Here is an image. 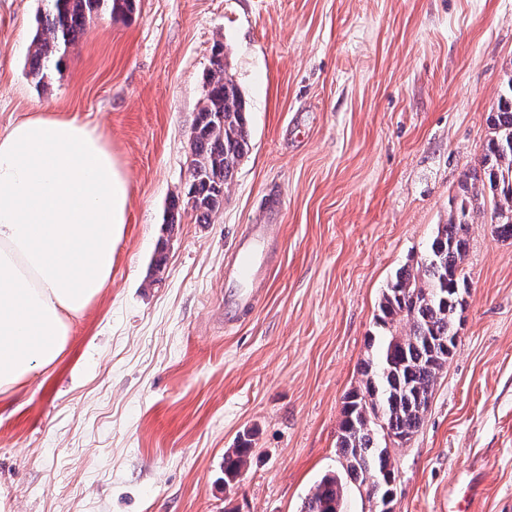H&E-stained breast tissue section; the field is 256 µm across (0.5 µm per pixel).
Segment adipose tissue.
<instances>
[{"label":"adipose tissue","mask_w":512,"mask_h":512,"mask_svg":"<svg viewBox=\"0 0 512 512\" xmlns=\"http://www.w3.org/2000/svg\"><path fill=\"white\" fill-rule=\"evenodd\" d=\"M129 193L97 128L38 112L0 131V395L56 364L107 285Z\"/></svg>","instance_id":"ef3b65f1"}]
</instances>
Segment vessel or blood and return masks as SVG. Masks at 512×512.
Returning <instances> with one entry per match:
<instances>
[{"label":"vessel or blood","mask_w":512,"mask_h":512,"mask_svg":"<svg viewBox=\"0 0 512 512\" xmlns=\"http://www.w3.org/2000/svg\"><path fill=\"white\" fill-rule=\"evenodd\" d=\"M273 231V225L253 224L237 243L227 276L229 288L224 299L225 322H234L239 311L251 304L254 286L265 276L264 247L272 239Z\"/></svg>","instance_id":"obj_1"}]
</instances>
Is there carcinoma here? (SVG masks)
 Segmentation results:
<instances>
[{
  "instance_id": "1",
  "label": "carcinoma",
  "mask_w": 512,
  "mask_h": 512,
  "mask_svg": "<svg viewBox=\"0 0 512 512\" xmlns=\"http://www.w3.org/2000/svg\"><path fill=\"white\" fill-rule=\"evenodd\" d=\"M111 10L132 7V0H51L39 19L29 56V71L43 83L61 47L81 34L87 18L105 2ZM206 93L196 117L197 133L190 143L193 177L187 195L198 224L210 222L224 204V186L232 183L239 162L249 151L247 113L242 94L224 75V46L218 45L205 77ZM490 137L479 166L464 174L458 192L448 200V223L440 224L427 252L398 272L383 292L379 325L388 334L371 338L378 344L375 360L364 362L361 383L344 396L337 448L344 474L362 487L369 512H381L395 478L388 446H379L386 433L376 425L382 411L392 443L405 445L419 429L440 373L457 350V337L469 291L464 261L473 213L490 205L491 233L512 240V79L489 113ZM408 330L391 327L400 321ZM253 432L240 435L224 453V488L232 489L251 464ZM344 484L334 471L312 488L303 512H341Z\"/></svg>"
}]
</instances>
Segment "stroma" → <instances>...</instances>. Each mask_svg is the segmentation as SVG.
<instances>
[{"mask_svg": "<svg viewBox=\"0 0 512 512\" xmlns=\"http://www.w3.org/2000/svg\"><path fill=\"white\" fill-rule=\"evenodd\" d=\"M49 7L0 0V130L44 110L98 128L130 200L65 353L0 395V496L15 512H301L341 469L383 292L480 159L512 76V0H136L93 13L38 85L27 57ZM218 43L249 151L210 223L170 228ZM251 224L279 230L228 328L224 268ZM491 224L470 226L458 350L390 450L396 512H512V241ZM248 430L252 465L225 491L224 451Z\"/></svg>", "mask_w": 512, "mask_h": 512, "instance_id": "1", "label": "stroma"}]
</instances>
